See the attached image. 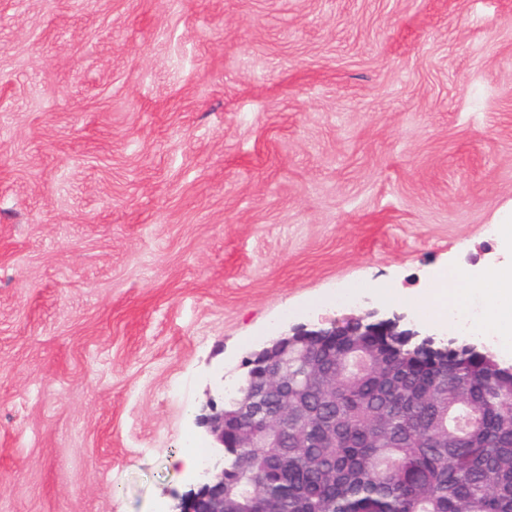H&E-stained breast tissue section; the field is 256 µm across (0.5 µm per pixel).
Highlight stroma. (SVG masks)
Listing matches in <instances>:
<instances>
[{
	"label": "stroma",
	"mask_w": 512,
	"mask_h": 512,
	"mask_svg": "<svg viewBox=\"0 0 512 512\" xmlns=\"http://www.w3.org/2000/svg\"><path fill=\"white\" fill-rule=\"evenodd\" d=\"M511 204L512 0H0V512H169L252 350L451 334Z\"/></svg>",
	"instance_id": "1"
}]
</instances>
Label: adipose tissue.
Segmentation results:
<instances>
[{
	"mask_svg": "<svg viewBox=\"0 0 512 512\" xmlns=\"http://www.w3.org/2000/svg\"><path fill=\"white\" fill-rule=\"evenodd\" d=\"M449 298L468 300L480 298L484 309L481 323L486 330L501 339L512 338V268L495 272L491 283L481 281H463L460 274L449 272Z\"/></svg>",
	"mask_w": 512,
	"mask_h": 512,
	"instance_id": "adipose-tissue-1",
	"label": "adipose tissue"
}]
</instances>
